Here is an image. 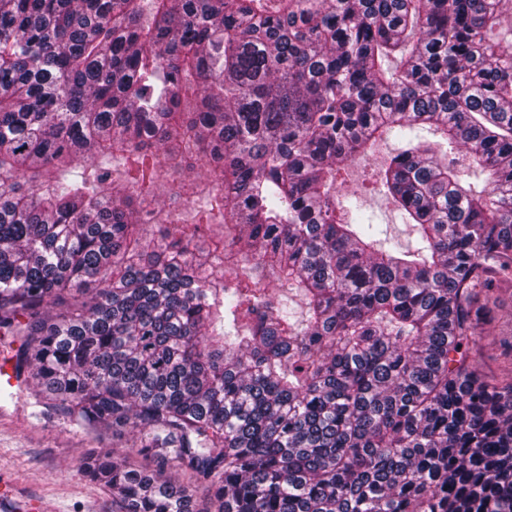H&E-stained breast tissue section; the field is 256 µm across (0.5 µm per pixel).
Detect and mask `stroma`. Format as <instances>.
<instances>
[{"instance_id": "stroma-1", "label": "stroma", "mask_w": 512, "mask_h": 512, "mask_svg": "<svg viewBox=\"0 0 512 512\" xmlns=\"http://www.w3.org/2000/svg\"><path fill=\"white\" fill-rule=\"evenodd\" d=\"M397 140L380 143L374 155L356 159L347 169L345 188L357 195L364 212L387 226L391 237L406 242L405 226L381 196L366 191L365 175L397 148ZM512 288L496 295L474 345L476 365L485 379L495 381L512 371ZM131 438H111L73 425L59 408L44 403L31 384L0 392V476L16 480L21 491L39 499L42 512H113L112 495L89 479L80 464L89 456L113 452L142 459L130 452Z\"/></svg>"}]
</instances>
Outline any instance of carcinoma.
<instances>
[{
  "instance_id": "cac0c4a2",
  "label": "carcinoma",
  "mask_w": 512,
  "mask_h": 512,
  "mask_svg": "<svg viewBox=\"0 0 512 512\" xmlns=\"http://www.w3.org/2000/svg\"><path fill=\"white\" fill-rule=\"evenodd\" d=\"M500 285L512 0H0V331L118 512H512ZM398 146V141L392 138L386 142H381L374 155L356 159L346 171L344 188L351 192L355 191L358 203L362 205L363 211L367 214L373 212L376 215V224L384 225L383 229H385L386 224L390 225L388 227L390 236L395 238L394 241L398 240L405 244L407 241L406 227L401 223L397 214L392 211V206L381 196L366 191L362 185L365 174L376 163L394 152ZM474 345L476 365L485 379L495 381L507 376V350L512 345V288L504 286L496 295L495 305Z\"/></svg>"
}]
</instances>
